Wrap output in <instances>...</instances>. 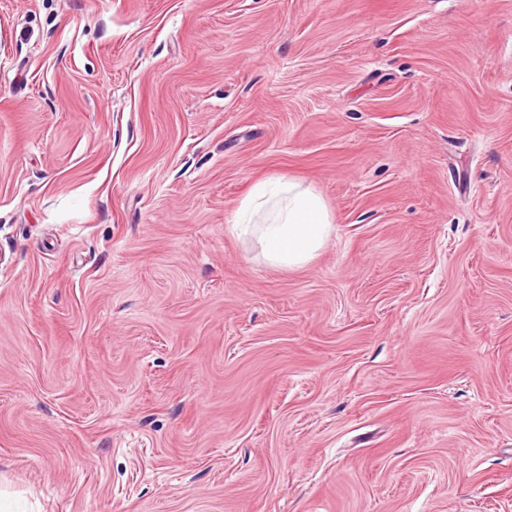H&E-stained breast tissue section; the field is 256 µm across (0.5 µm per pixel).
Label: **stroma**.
<instances>
[{"label":"stroma","instance_id":"stroma-1","mask_svg":"<svg viewBox=\"0 0 512 512\" xmlns=\"http://www.w3.org/2000/svg\"><path fill=\"white\" fill-rule=\"evenodd\" d=\"M0 489L512 512V0H0ZM332 224V215L317 192L284 177L256 183L234 219L238 236L256 240L263 259L283 270L311 263Z\"/></svg>","mask_w":512,"mask_h":512}]
</instances>
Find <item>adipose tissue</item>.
I'll use <instances>...</instances> for the list:
<instances>
[{"instance_id":"ef3b65f1","label":"adipose tissue","mask_w":512,"mask_h":512,"mask_svg":"<svg viewBox=\"0 0 512 512\" xmlns=\"http://www.w3.org/2000/svg\"><path fill=\"white\" fill-rule=\"evenodd\" d=\"M332 224V215L317 192L284 177L256 183L234 219L238 235L256 240L263 259L283 270L311 263Z\"/></svg>"}]
</instances>
